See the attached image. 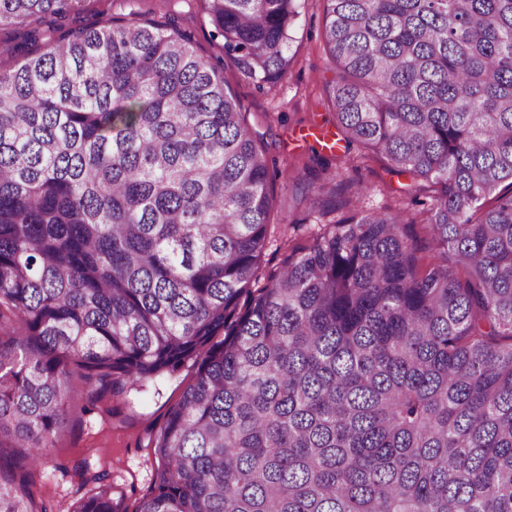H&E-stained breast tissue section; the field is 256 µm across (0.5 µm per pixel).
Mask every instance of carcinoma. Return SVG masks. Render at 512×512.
<instances>
[{
    "mask_svg": "<svg viewBox=\"0 0 512 512\" xmlns=\"http://www.w3.org/2000/svg\"><path fill=\"white\" fill-rule=\"evenodd\" d=\"M83 2L0 0V29ZM203 2L275 87L306 0ZM323 2L342 140L411 183L266 273L269 159L189 36L112 20L0 71V438L28 449L0 512H47L72 364L94 406L190 360L133 512H512V0ZM77 468L73 512H128Z\"/></svg>",
    "mask_w": 512,
    "mask_h": 512,
    "instance_id": "carcinoma-1",
    "label": "carcinoma"
}]
</instances>
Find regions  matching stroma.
I'll return each mask as SVG.
<instances>
[{"label": "stroma", "instance_id": "1", "mask_svg": "<svg viewBox=\"0 0 512 512\" xmlns=\"http://www.w3.org/2000/svg\"><path fill=\"white\" fill-rule=\"evenodd\" d=\"M135 17L170 20L178 31L191 37L199 55L223 66L248 122L267 150L272 170L278 173L274 195L284 206L277 220L288 227L289 249L298 251L309 246L325 222L382 207L409 184L408 176L390 172L382 158L365 155L359 146L348 147L340 141L330 152L309 134L314 126L331 135L337 132L334 110L325 91L333 72L324 46L321 0H307L304 5L293 29L289 51L292 64L270 90L258 89L226 61L221 47L210 37L211 26L202 0H84L69 25L85 28ZM334 154L350 155L352 162L336 169V193L329 214L288 206V198L307 194L318 186L319 162ZM195 377L196 368L188 362L122 397L106 398L86 413L82 410L81 375L72 373L73 411L64 434L50 451L53 465L32 477L37 504L46 505L49 512H66L83 497L87 488L75 466L86 458L108 471L116 495L124 497L127 507H134L149 492L160 466L153 453L154 437Z\"/></svg>", "mask_w": 512, "mask_h": 512}]
</instances>
